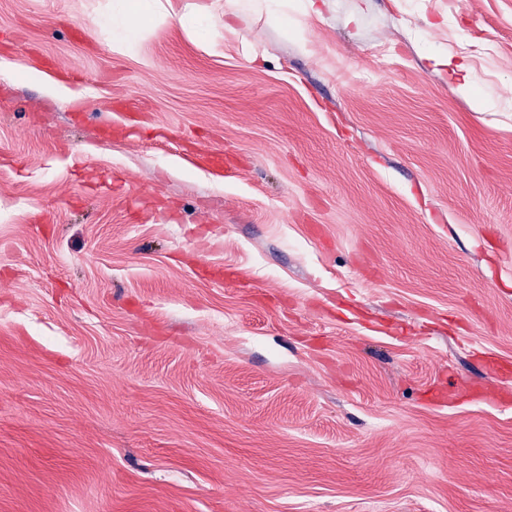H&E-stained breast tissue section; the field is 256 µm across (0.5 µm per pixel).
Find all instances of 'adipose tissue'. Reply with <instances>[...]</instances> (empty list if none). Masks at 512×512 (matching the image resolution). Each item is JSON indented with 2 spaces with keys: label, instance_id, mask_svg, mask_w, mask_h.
I'll use <instances>...</instances> for the list:
<instances>
[{
  "label": "adipose tissue",
  "instance_id": "adipose-tissue-1",
  "mask_svg": "<svg viewBox=\"0 0 512 512\" xmlns=\"http://www.w3.org/2000/svg\"><path fill=\"white\" fill-rule=\"evenodd\" d=\"M327 0H224V22L232 24L245 10H263L280 19L288 27H296L300 19L318 17ZM151 17L155 22L179 21L187 32L197 38L206 37L212 13L210 8L198 7L187 11L180 0H112L110 12L102 20L112 31V44L118 50L131 53L138 46L143 32L142 20Z\"/></svg>",
  "mask_w": 512,
  "mask_h": 512
}]
</instances>
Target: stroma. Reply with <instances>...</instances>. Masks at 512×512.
<instances>
[{
    "instance_id": "1",
    "label": "stroma",
    "mask_w": 512,
    "mask_h": 512,
    "mask_svg": "<svg viewBox=\"0 0 512 512\" xmlns=\"http://www.w3.org/2000/svg\"><path fill=\"white\" fill-rule=\"evenodd\" d=\"M109 10L0 0V512H512V0ZM181 0H111L110 13L98 25L112 30V45L131 53L143 32L142 19L151 17L157 23L178 20L187 32L199 39L207 36L212 13L208 7L185 11ZM327 0H225L224 30H233L232 22L245 9L265 11L294 29L301 18L321 17Z\"/></svg>"
}]
</instances>
